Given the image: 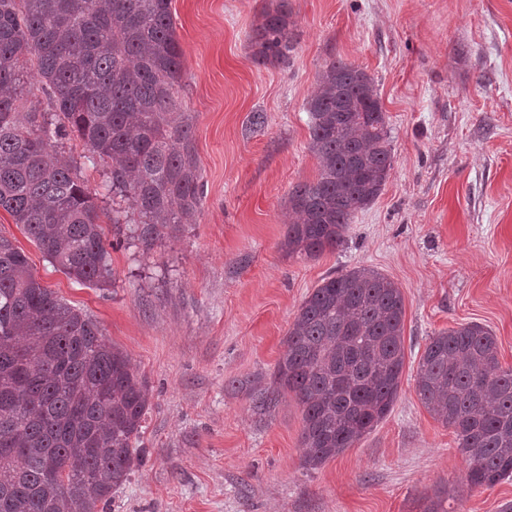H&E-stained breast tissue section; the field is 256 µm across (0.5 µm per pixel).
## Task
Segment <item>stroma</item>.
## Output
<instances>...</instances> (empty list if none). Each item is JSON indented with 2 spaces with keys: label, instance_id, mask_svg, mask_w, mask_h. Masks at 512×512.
<instances>
[{
  "label": "stroma",
  "instance_id": "1",
  "mask_svg": "<svg viewBox=\"0 0 512 512\" xmlns=\"http://www.w3.org/2000/svg\"><path fill=\"white\" fill-rule=\"evenodd\" d=\"M275 3L172 0L204 197L195 223L148 247L105 222L109 288L74 283L0 209V235L152 390L139 459L104 512H424L443 486L446 512H512V479L469 487L454 434L415 389L430 337L471 322L512 366V0H288L295 50L259 65L248 36ZM334 60L373 77L393 167L342 245L290 256L288 197L317 174L306 102ZM62 152L111 211L106 164L76 141ZM363 265L404 296L399 395L353 448L309 469L300 406L283 395L259 412L249 394L305 297Z\"/></svg>",
  "mask_w": 512,
  "mask_h": 512
}]
</instances>
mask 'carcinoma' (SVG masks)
<instances>
[{
    "mask_svg": "<svg viewBox=\"0 0 512 512\" xmlns=\"http://www.w3.org/2000/svg\"><path fill=\"white\" fill-rule=\"evenodd\" d=\"M171 0H0V209L74 282H112L102 212L58 149L79 140L108 164L110 221L137 225L148 246L195 223L204 184L194 117L177 101L182 51ZM288 0L248 35L258 65L294 50ZM37 69L49 112L24 111L18 90ZM318 175L289 196L288 255L315 258L344 241L354 213L392 167L373 79L332 61L307 102ZM404 298L388 277L355 267L322 279L303 301L269 385L302 408L304 464L353 447L392 410L404 366ZM416 391L451 429L472 487L512 477V368L480 323L431 337ZM151 389L97 322L44 287L28 257L0 236V512H100L128 480Z\"/></svg>",
    "mask_w": 512,
    "mask_h": 512,
    "instance_id": "1",
    "label": "carcinoma"
}]
</instances>
